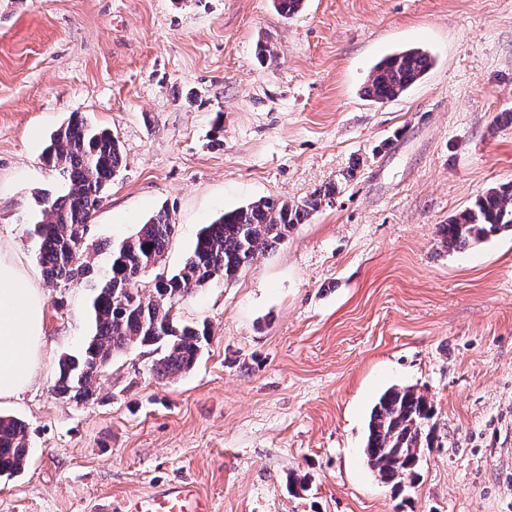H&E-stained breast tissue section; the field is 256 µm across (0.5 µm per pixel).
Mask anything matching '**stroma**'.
Masks as SVG:
<instances>
[{
    "label": "stroma",
    "instance_id": "stroma-1",
    "mask_svg": "<svg viewBox=\"0 0 512 512\" xmlns=\"http://www.w3.org/2000/svg\"><path fill=\"white\" fill-rule=\"evenodd\" d=\"M275 52L261 61L257 43ZM419 47L425 77L385 103L374 65ZM117 136L124 163L93 216L104 246L160 209L178 269L202 225L262 197L335 185L312 219L232 281L181 298L208 323L195 367L114 356L75 403L58 361L92 333L90 295L47 283L27 234L63 188L42 154L71 113ZM512 0H0V254L45 299L24 470L0 512H116L162 481L212 512H512V234L460 251L438 225L512 181ZM391 386L427 395L442 444L381 483L363 448Z\"/></svg>",
    "mask_w": 512,
    "mask_h": 512
}]
</instances>
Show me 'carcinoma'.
<instances>
[{"mask_svg":"<svg viewBox=\"0 0 512 512\" xmlns=\"http://www.w3.org/2000/svg\"><path fill=\"white\" fill-rule=\"evenodd\" d=\"M430 67V56L420 49L389 55L374 66L366 94L378 103L394 100ZM44 162L67 185L61 196L42 197L40 218L32 230L40 242L45 275L56 283L84 279L92 291L93 334L80 355L60 359L53 385L55 394L77 403L92 398L93 379L116 354L133 348L162 351L154 372L163 379L190 371L211 332L205 325L177 317L179 299L194 288L235 279L260 252L282 243L336 193L333 186L296 202L259 198L226 212L200 229L189 256L174 273L162 268L175 224L161 209L112 246L109 267L99 277L90 261L78 264L76 259L90 252L89 223L106 186L122 168L120 141L75 113L53 134ZM503 231H512V182L488 189L470 208L438 227L441 243L454 251ZM147 273L153 274V280L145 294L139 283ZM433 417L431 401L413 387H390L379 397L370 414L364 454L381 482L401 486L402 480L415 474L419 449L441 445ZM28 455L26 425L1 415L0 475L21 472Z\"/></svg>","mask_w":512,"mask_h":512,"instance_id":"obj_1","label":"carcinoma"}]
</instances>
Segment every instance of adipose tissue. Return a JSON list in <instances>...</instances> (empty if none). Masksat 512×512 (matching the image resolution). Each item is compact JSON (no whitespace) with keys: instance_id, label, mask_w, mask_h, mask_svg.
<instances>
[{"instance_id":"1","label":"adipose tissue","mask_w":512,"mask_h":512,"mask_svg":"<svg viewBox=\"0 0 512 512\" xmlns=\"http://www.w3.org/2000/svg\"><path fill=\"white\" fill-rule=\"evenodd\" d=\"M44 301L21 273L0 269V397L24 389L43 336Z\"/></svg>"}]
</instances>
